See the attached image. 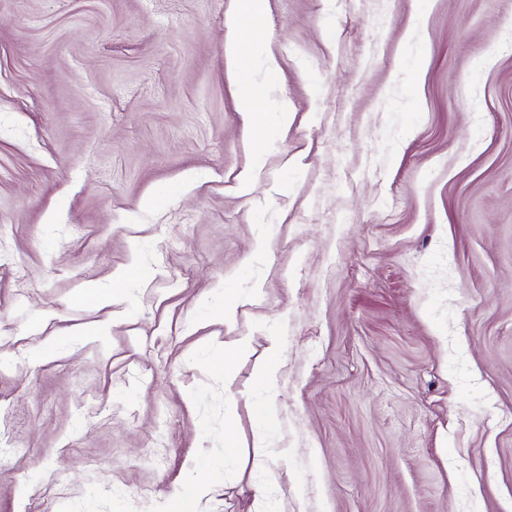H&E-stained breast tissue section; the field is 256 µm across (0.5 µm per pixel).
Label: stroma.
I'll use <instances>...</instances> for the list:
<instances>
[{
  "mask_svg": "<svg viewBox=\"0 0 512 512\" xmlns=\"http://www.w3.org/2000/svg\"><path fill=\"white\" fill-rule=\"evenodd\" d=\"M247 23L0 0V512H512V0ZM236 42H244L250 45L255 56H260L262 63L266 68H273L275 61L267 56L264 51V37L258 28L250 27L247 30H238V39ZM267 350V362L258 372L257 380L265 388L272 389L277 383L281 347L276 340L271 339ZM255 413L259 423L262 426L260 438L258 439L255 448H267L266 446V429L275 420L277 414L276 403L272 398H267L257 404Z\"/></svg>",
  "mask_w": 512,
  "mask_h": 512,
  "instance_id": "1",
  "label": "stroma"
}]
</instances>
